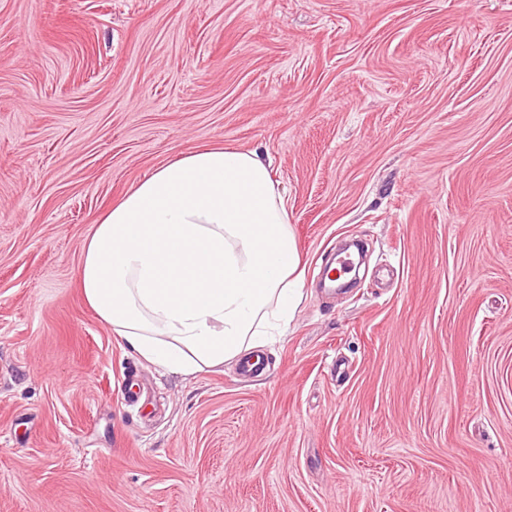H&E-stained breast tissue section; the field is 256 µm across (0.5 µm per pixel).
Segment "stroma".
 <instances>
[{"instance_id":"35a3bbf8","label":"stroma","mask_w":512,"mask_h":512,"mask_svg":"<svg viewBox=\"0 0 512 512\" xmlns=\"http://www.w3.org/2000/svg\"><path fill=\"white\" fill-rule=\"evenodd\" d=\"M224 145L270 159L305 297L262 373L170 375L83 246ZM0 512H512V0H0Z\"/></svg>"}]
</instances>
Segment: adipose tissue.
<instances>
[{"instance_id":"obj_1","label":"adipose tissue","mask_w":512,"mask_h":512,"mask_svg":"<svg viewBox=\"0 0 512 512\" xmlns=\"http://www.w3.org/2000/svg\"><path fill=\"white\" fill-rule=\"evenodd\" d=\"M83 295L130 351L196 375L284 335L304 271L282 191L257 151L202 147L160 166L104 214Z\"/></svg>"}]
</instances>
